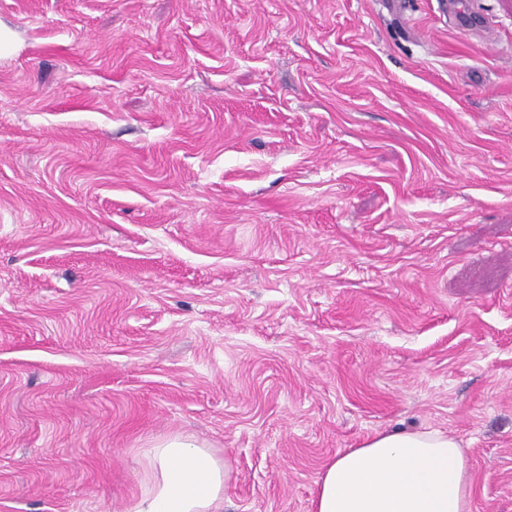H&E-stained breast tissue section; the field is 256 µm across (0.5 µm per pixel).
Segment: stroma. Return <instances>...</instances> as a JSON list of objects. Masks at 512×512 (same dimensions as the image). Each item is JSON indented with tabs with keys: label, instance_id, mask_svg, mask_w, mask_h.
<instances>
[{
	"label": "stroma",
	"instance_id": "stroma-1",
	"mask_svg": "<svg viewBox=\"0 0 512 512\" xmlns=\"http://www.w3.org/2000/svg\"><path fill=\"white\" fill-rule=\"evenodd\" d=\"M0 512H223L440 429L512 512V0H0ZM146 476L127 512H221L228 462L192 437L172 435L144 451Z\"/></svg>",
	"mask_w": 512,
	"mask_h": 512
}]
</instances>
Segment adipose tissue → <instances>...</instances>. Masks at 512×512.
<instances>
[{
	"mask_svg": "<svg viewBox=\"0 0 512 512\" xmlns=\"http://www.w3.org/2000/svg\"><path fill=\"white\" fill-rule=\"evenodd\" d=\"M146 476L126 512H219L228 462L192 437L145 449ZM470 463L448 432L376 434L337 452L321 472L313 512H471Z\"/></svg>",
	"mask_w": 512,
	"mask_h": 512,
	"instance_id": "ef3b65f1",
	"label": "adipose tissue"
}]
</instances>
